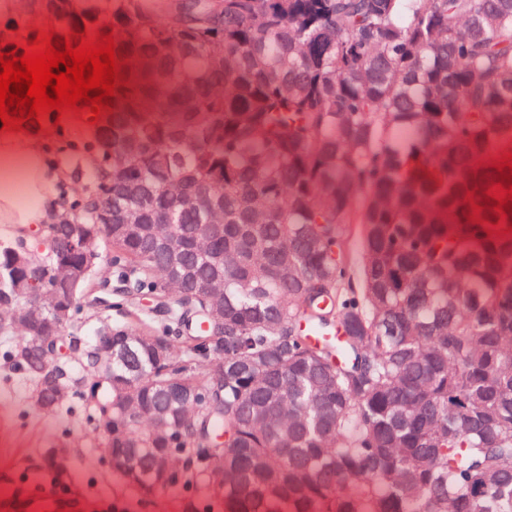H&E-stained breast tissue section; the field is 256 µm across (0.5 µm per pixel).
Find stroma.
Listing matches in <instances>:
<instances>
[{
	"instance_id": "1",
	"label": "stroma",
	"mask_w": 512,
	"mask_h": 512,
	"mask_svg": "<svg viewBox=\"0 0 512 512\" xmlns=\"http://www.w3.org/2000/svg\"><path fill=\"white\" fill-rule=\"evenodd\" d=\"M14 342V337L0 335V493L22 473L38 472L46 464V448L62 444L72 454L73 498L86 505V512H104L108 503L119 500L123 512H181L179 489L147 502L113 471L103 438L79 410L78 399H70L69 409L54 414L32 409L31 382L3 359Z\"/></svg>"
}]
</instances>
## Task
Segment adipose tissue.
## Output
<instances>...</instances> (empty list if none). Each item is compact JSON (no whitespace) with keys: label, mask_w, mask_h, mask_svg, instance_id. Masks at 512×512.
I'll return each instance as SVG.
<instances>
[{"label":"adipose tissue","mask_w":512,"mask_h":512,"mask_svg":"<svg viewBox=\"0 0 512 512\" xmlns=\"http://www.w3.org/2000/svg\"><path fill=\"white\" fill-rule=\"evenodd\" d=\"M60 172L44 139L30 129H0V225L30 229L46 224L61 207Z\"/></svg>","instance_id":"obj_1"}]
</instances>
